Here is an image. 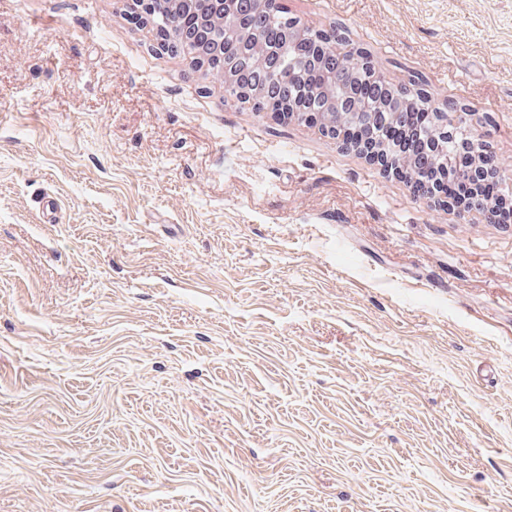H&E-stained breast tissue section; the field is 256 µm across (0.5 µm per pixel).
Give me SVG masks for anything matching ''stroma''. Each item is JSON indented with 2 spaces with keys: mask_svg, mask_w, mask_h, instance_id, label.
<instances>
[{
  "mask_svg": "<svg viewBox=\"0 0 512 512\" xmlns=\"http://www.w3.org/2000/svg\"><path fill=\"white\" fill-rule=\"evenodd\" d=\"M125 3L0 0V512H512V224ZM281 4L512 175V0Z\"/></svg>",
  "mask_w": 512,
  "mask_h": 512,
  "instance_id": "stroma-1",
  "label": "stroma"
}]
</instances>
